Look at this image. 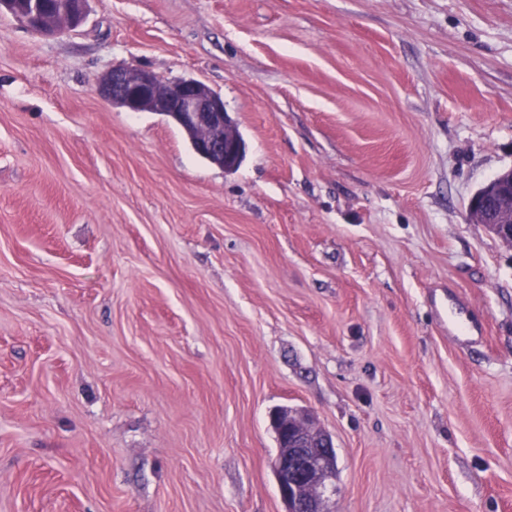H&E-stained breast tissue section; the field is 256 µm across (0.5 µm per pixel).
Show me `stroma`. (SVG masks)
Instances as JSON below:
<instances>
[{
	"instance_id": "35a3bbf8",
	"label": "stroma",
	"mask_w": 512,
	"mask_h": 512,
	"mask_svg": "<svg viewBox=\"0 0 512 512\" xmlns=\"http://www.w3.org/2000/svg\"><path fill=\"white\" fill-rule=\"evenodd\" d=\"M217 92L233 172L97 92ZM512 0H89L0 14V512H285L268 416L336 446L332 512H512ZM88 0H0L17 21L48 37L72 31L84 21ZM54 3V4H51ZM472 224H482L502 242L512 245V168L478 188L467 206Z\"/></svg>"
}]
</instances>
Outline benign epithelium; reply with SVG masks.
I'll list each match as a JSON object with an SVG mask.
<instances>
[{"instance_id": "7a95c632", "label": "benign epithelium", "mask_w": 512, "mask_h": 512, "mask_svg": "<svg viewBox=\"0 0 512 512\" xmlns=\"http://www.w3.org/2000/svg\"><path fill=\"white\" fill-rule=\"evenodd\" d=\"M88 0H0V13L48 37L72 31L84 21ZM102 96L129 112H157L190 136L199 157L233 171L246 155V142L224 108L223 98L194 79L168 81L142 67L105 72L98 85ZM472 224L483 225L512 245V168L478 188L467 206ZM270 427L278 453L273 462L286 512H333L326 491L336 478V453L331 435L306 411L277 407Z\"/></svg>"}]
</instances>
